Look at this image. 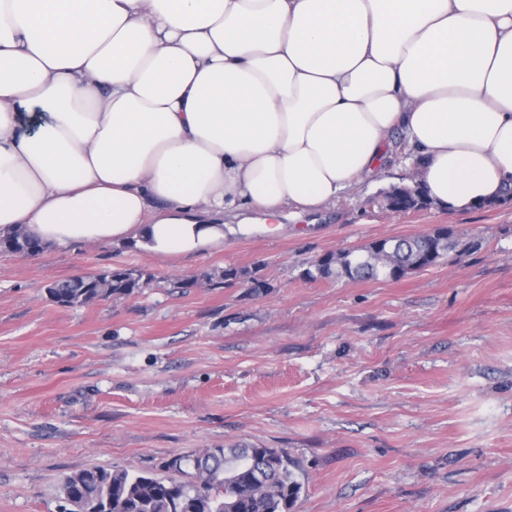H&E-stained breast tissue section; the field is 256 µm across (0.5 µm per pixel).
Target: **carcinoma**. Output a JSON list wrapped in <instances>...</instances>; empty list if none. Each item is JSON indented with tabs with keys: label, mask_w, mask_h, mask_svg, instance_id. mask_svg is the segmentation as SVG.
<instances>
[{
	"label": "carcinoma",
	"mask_w": 512,
	"mask_h": 512,
	"mask_svg": "<svg viewBox=\"0 0 512 512\" xmlns=\"http://www.w3.org/2000/svg\"><path fill=\"white\" fill-rule=\"evenodd\" d=\"M395 203L420 210L432 205L418 188L397 186ZM455 247L448 229L430 238L418 235L373 242L366 250L327 253L306 269L310 280L400 279L438 262ZM40 244L21 229L0 235V253L36 254ZM150 279L131 269L61 280L48 288L51 300L72 307L112 296L130 295ZM164 474H132L124 469L90 465L60 479L63 499L83 512H293L303 490L299 465L283 449L240 444L204 448L167 461Z\"/></svg>",
	"instance_id": "1"
}]
</instances>
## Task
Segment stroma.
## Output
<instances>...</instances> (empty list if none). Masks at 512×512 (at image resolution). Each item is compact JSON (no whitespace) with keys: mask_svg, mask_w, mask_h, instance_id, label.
Wrapping results in <instances>:
<instances>
[{"mask_svg":"<svg viewBox=\"0 0 512 512\" xmlns=\"http://www.w3.org/2000/svg\"><path fill=\"white\" fill-rule=\"evenodd\" d=\"M410 168L280 235L179 261L123 245L0 254V512H63L59 482L96 464L160 471L238 443L286 449L294 512H512V200L392 214ZM448 227L460 244L401 279L309 280V263ZM111 267L137 293L62 307L56 280ZM227 268L257 271L208 286Z\"/></svg>","mask_w":512,"mask_h":512,"instance_id":"stroma-1","label":"stroma"}]
</instances>
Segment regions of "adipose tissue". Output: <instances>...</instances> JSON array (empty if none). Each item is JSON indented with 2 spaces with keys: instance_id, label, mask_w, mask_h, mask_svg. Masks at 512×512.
Returning a JSON list of instances; mask_svg holds the SVG:
<instances>
[{
  "instance_id": "ef3b65f1",
  "label": "adipose tissue",
  "mask_w": 512,
  "mask_h": 512,
  "mask_svg": "<svg viewBox=\"0 0 512 512\" xmlns=\"http://www.w3.org/2000/svg\"><path fill=\"white\" fill-rule=\"evenodd\" d=\"M397 132L435 206L512 197V0H0L3 232L198 256Z\"/></svg>"
}]
</instances>
